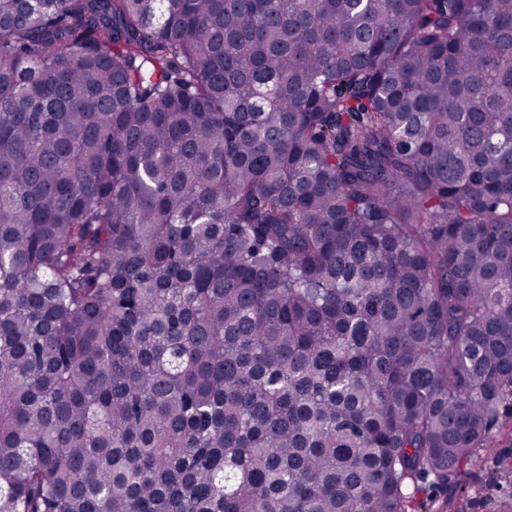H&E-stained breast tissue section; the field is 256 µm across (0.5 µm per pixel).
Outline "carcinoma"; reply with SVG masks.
<instances>
[{"instance_id": "1", "label": "carcinoma", "mask_w": 512, "mask_h": 512, "mask_svg": "<svg viewBox=\"0 0 512 512\" xmlns=\"http://www.w3.org/2000/svg\"><path fill=\"white\" fill-rule=\"evenodd\" d=\"M512 433V0H0V512H411Z\"/></svg>"}]
</instances>
